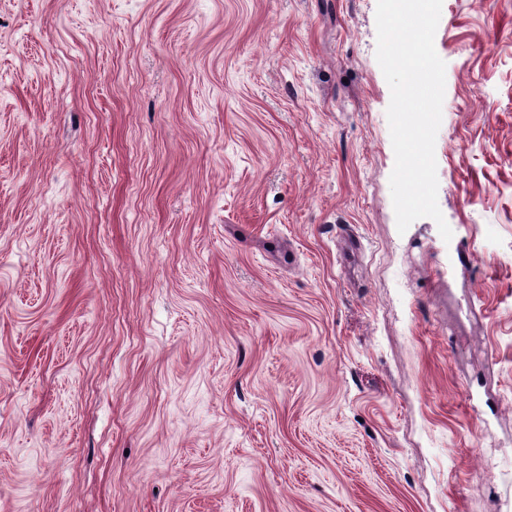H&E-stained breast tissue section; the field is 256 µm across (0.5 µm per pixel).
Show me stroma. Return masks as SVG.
I'll use <instances>...</instances> for the list:
<instances>
[{
    "label": "stroma",
    "instance_id": "35a3bbf8",
    "mask_svg": "<svg viewBox=\"0 0 512 512\" xmlns=\"http://www.w3.org/2000/svg\"><path fill=\"white\" fill-rule=\"evenodd\" d=\"M376 4L0 0V512H512V0H443L448 241Z\"/></svg>",
    "mask_w": 512,
    "mask_h": 512
}]
</instances>
